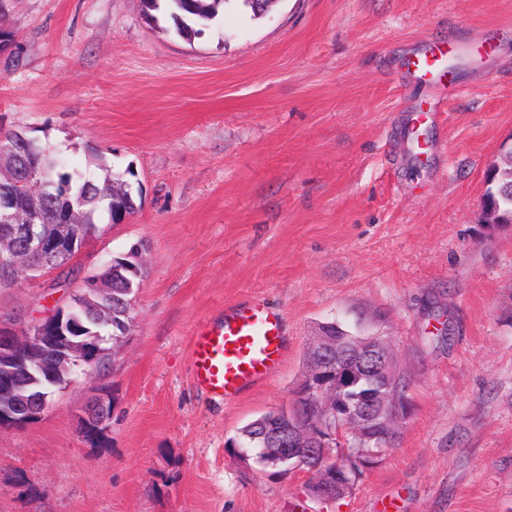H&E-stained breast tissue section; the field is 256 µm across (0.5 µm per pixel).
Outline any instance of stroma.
I'll use <instances>...</instances> for the list:
<instances>
[{
    "label": "stroma",
    "instance_id": "obj_1",
    "mask_svg": "<svg viewBox=\"0 0 512 512\" xmlns=\"http://www.w3.org/2000/svg\"><path fill=\"white\" fill-rule=\"evenodd\" d=\"M0 127L64 169L133 168L138 210L100 225L80 275L145 242L126 335L105 339L46 409L0 427V512H512V223L486 224L488 169L512 154V0H234L184 39L139 0H6ZM456 39L431 96L406 62ZM421 125L426 150L407 134ZM53 270L0 286V327L66 307ZM277 309L275 376L224 403L198 388L197 326L242 302ZM443 312L452 345L426 338ZM384 336L411 380L394 447L335 502L305 472L272 475L226 441L284 406L323 322ZM100 440L78 414L100 391Z\"/></svg>",
    "mask_w": 512,
    "mask_h": 512
}]
</instances>
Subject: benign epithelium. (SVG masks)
<instances>
[{"label": "benign epithelium", "instance_id": "obj_1", "mask_svg": "<svg viewBox=\"0 0 512 512\" xmlns=\"http://www.w3.org/2000/svg\"><path fill=\"white\" fill-rule=\"evenodd\" d=\"M20 185L23 189L16 193L17 199H0V280L8 283L16 281L22 268L34 275L55 269L58 258L77 255L91 239L89 235H69L61 226L51 231L45 224L22 220V213L29 209L32 188L27 180ZM81 287L111 301L112 281L108 279L88 274L82 277ZM83 329L79 316L64 310L36 320L22 337L0 329V423L30 420L44 411L45 405L26 394L33 372L46 371L52 377L57 370L81 367L94 371L100 366L106 352L98 346L90 347L79 336ZM308 361L300 393L292 394L289 406L279 414L288 417L295 402L301 400L311 419L305 423L294 421L286 427L273 422L265 435L273 445L269 452L287 465L289 472L303 470L306 456L320 450L329 467L314 468L310 485L315 487L314 498L327 500L345 493L350 483L336 464V454L319 441L323 420L330 413L336 414L339 423L332 439L338 446L346 444V435L352 431L368 441L389 436L403 412L400 371L394 350L377 336L338 354L336 340L320 332L309 346ZM360 379L377 385L374 396L360 401L345 397L344 390ZM111 419V398L104 392L82 408L87 434L102 432Z\"/></svg>", "mask_w": 512, "mask_h": 512}]
</instances>
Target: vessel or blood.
Wrapping results in <instances>:
<instances>
[{
	"label": "vessel or blood",
	"mask_w": 512,
	"mask_h": 512,
	"mask_svg": "<svg viewBox=\"0 0 512 512\" xmlns=\"http://www.w3.org/2000/svg\"><path fill=\"white\" fill-rule=\"evenodd\" d=\"M467 52L456 42L434 43L413 56L409 66L427 87L437 89L453 79L449 60ZM285 348L278 311L258 303L238 306L221 322L196 330L191 342L194 382L215 399L234 400L275 372Z\"/></svg>",
	"instance_id": "b4317fda"
}]
</instances>
